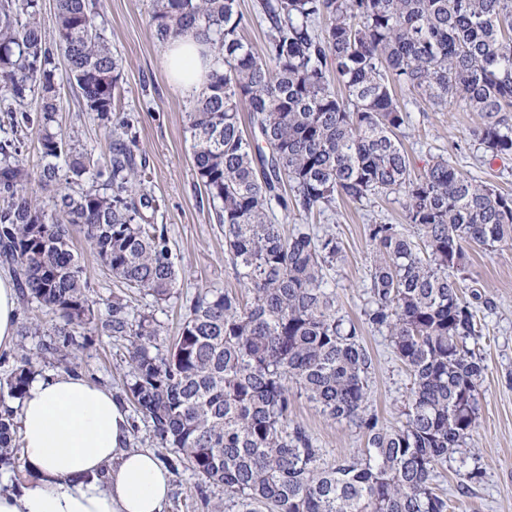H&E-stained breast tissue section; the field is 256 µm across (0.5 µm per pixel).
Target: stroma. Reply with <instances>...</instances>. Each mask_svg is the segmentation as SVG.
I'll use <instances>...</instances> for the list:
<instances>
[{"label":"stroma","mask_w":512,"mask_h":512,"mask_svg":"<svg viewBox=\"0 0 512 512\" xmlns=\"http://www.w3.org/2000/svg\"><path fill=\"white\" fill-rule=\"evenodd\" d=\"M105 18L104 34L113 53L123 62L120 109L130 115L136 128L139 154L145 160L147 187L158 204L154 221L166 225L169 246L180 279L169 301L155 303L119 283L101 266L81 228L73 240L93 291L108 299L120 295L134 312L150 313L160 322L165 340H173L182 322L180 306L201 286L238 289L239 283L224 257V232L216 223L203 189L195 176L191 137L186 114L191 103L170 86L160 63L161 45L149 26L151 0H98ZM62 110L56 128L78 132L80 144L95 157L108 154L105 129L95 113L85 111L77 86L61 82ZM408 125L402 139L411 171L421 174L430 157L442 155L464 173L512 192V158L493 164L480 160L472 133L482 123L479 113L450 103L441 112L431 111L414 96H406ZM307 223L316 232L330 231L342 243L345 258L328 273L344 315L361 320L369 299L372 251L366 228L376 223L401 225L403 200L393 195L364 205L337 200L335 210L311 217L292 213L286 228ZM464 298L480 293L477 322L482 330L478 346L489 366L481 389L480 410L470 448L479 458L482 476L461 488L452 470H442L436 483L448 495V512H512V246L496 249L472 246L462 283ZM19 323L39 321L38 334L17 336V345L36 357L37 375L56 374V360L43 356L45 345L58 342L60 324L53 315L34 304L20 305ZM361 340L372 357L369 374V408L385 425L398 424L410 385L406 367L392 351L384 333L363 326ZM78 374L123 397L126 381V348L123 340L96 330L73 347ZM288 418L304 426L326 461L357 456L365 446L358 429L326 420L307 399L294 398ZM207 490L212 502L223 503L224 492L203 487L188 470L172 477V489L164 512H203L199 492Z\"/></svg>","instance_id":"35a3bbf8"}]
</instances>
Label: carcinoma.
Here are the masks:
<instances>
[{
	"label": "carcinoma",
	"instance_id": "cac0c4a2",
	"mask_svg": "<svg viewBox=\"0 0 512 512\" xmlns=\"http://www.w3.org/2000/svg\"><path fill=\"white\" fill-rule=\"evenodd\" d=\"M40 0H0V92L36 117L8 109L12 132L37 122L43 165L31 170L18 139L0 140V261L24 300L61 322L66 339L44 351L59 360L75 329L106 315L126 341V391L150 424L169 469L184 467L224 491V512H448L435 485L458 463L466 487L480 388L488 366L476 352V311L461 294L472 245L512 242V193L469 177L436 156L411 176L401 133L406 89L442 111L453 99L482 115L478 149L512 156V0H256L266 27L258 53L244 41L238 0H152L150 26L163 43L188 30L208 45L212 71L187 112L193 167L245 301L200 287L176 340L127 300L93 295L74 252L78 225L99 262L154 302L168 301L179 270L167 228L136 159L134 121L115 113L121 66L92 0H57L46 37ZM105 126L102 161L53 128L61 111L57 61ZM342 85L344 94L336 92ZM66 179H60V165ZM36 183L44 196L29 190ZM400 194L414 234L370 224L371 300L364 323L386 331L407 368L404 420L382 426L369 411L372 358L361 325L339 313L324 269L341 242L307 224L286 232L275 211L323 214L341 198L359 205ZM33 374L21 352L0 379L20 400ZM366 437L361 457L324 462L307 430L288 422L292 394ZM13 412H0V464L24 472Z\"/></svg>",
	"mask_w": 512,
	"mask_h": 512
}]
</instances>
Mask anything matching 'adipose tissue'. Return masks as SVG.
<instances>
[{"label": "adipose tissue", "instance_id": "1", "mask_svg": "<svg viewBox=\"0 0 512 512\" xmlns=\"http://www.w3.org/2000/svg\"><path fill=\"white\" fill-rule=\"evenodd\" d=\"M192 33L164 43L161 65L179 95L205 88L209 63ZM18 293L0 270V350L16 341ZM128 412L111 391L73 373L36 377L16 411L33 480L0 492V512H164L171 473L151 450L129 448Z\"/></svg>", "mask_w": 512, "mask_h": 512}]
</instances>
